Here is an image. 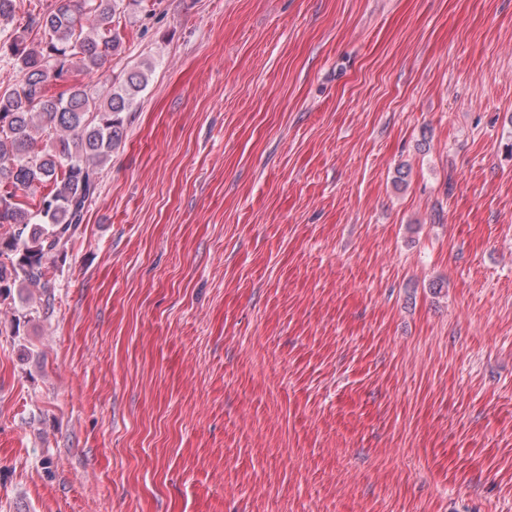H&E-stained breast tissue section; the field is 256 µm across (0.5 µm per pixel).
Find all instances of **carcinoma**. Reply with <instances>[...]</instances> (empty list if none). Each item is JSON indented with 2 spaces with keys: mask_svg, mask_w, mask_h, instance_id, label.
Masks as SVG:
<instances>
[{
  "mask_svg": "<svg viewBox=\"0 0 512 512\" xmlns=\"http://www.w3.org/2000/svg\"><path fill=\"white\" fill-rule=\"evenodd\" d=\"M142 0H59L28 13L42 30L0 45L22 73L0 89V297L14 288L42 289L46 308L55 301L56 268L99 190L103 168L125 132L123 113L146 89L141 67L124 72L116 88L93 95L69 83L122 53L116 15ZM60 88L50 92V87Z\"/></svg>",
  "mask_w": 512,
  "mask_h": 512,
  "instance_id": "obj_1",
  "label": "carcinoma"
}]
</instances>
